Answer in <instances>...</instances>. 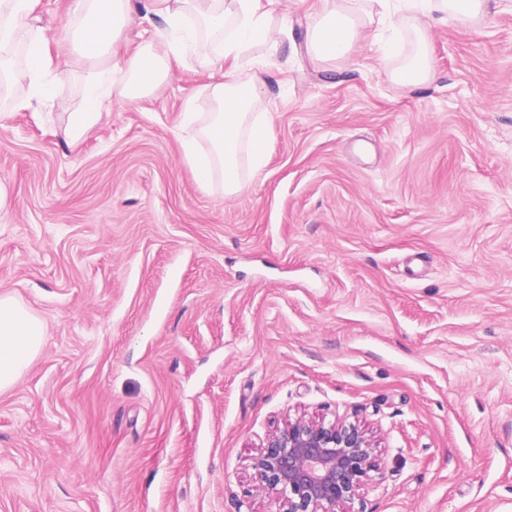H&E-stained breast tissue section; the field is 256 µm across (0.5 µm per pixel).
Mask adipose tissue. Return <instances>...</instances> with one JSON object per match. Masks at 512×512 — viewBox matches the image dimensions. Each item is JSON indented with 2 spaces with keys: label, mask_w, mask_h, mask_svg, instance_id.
<instances>
[{
  "label": "adipose tissue",
  "mask_w": 512,
  "mask_h": 512,
  "mask_svg": "<svg viewBox=\"0 0 512 512\" xmlns=\"http://www.w3.org/2000/svg\"><path fill=\"white\" fill-rule=\"evenodd\" d=\"M36 0H0V73L14 69L16 54H23L24 73L30 92L19 97L12 85L0 81V119L10 111L31 108L38 97L62 94L73 72H82L86 93L78 112L72 113L66 130L70 141L85 136L103 117L113 89L123 99L150 94L167 81L172 60L197 58L201 64L229 63L226 82L212 89L213 110L205 125H197L192 110H185L186 156L199 181H220L225 195L242 194L250 178L262 170L267 154L266 113L255 111L258 93L265 86L268 63L249 56L257 43L277 50L283 28L273 26L262 0H175L162 4L159 13L166 27L153 43L144 46L126 69L109 65L118 54L133 21L132 0H76L74 17L81 47L65 69L53 66L50 44L55 39L53 21L33 18ZM486 0H322V8L310 26L308 51L313 62L341 60L364 43L373 32L392 23L398 14L410 16L413 39L410 50L389 42L388 56L396 64L390 76L396 83L415 89L434 75L429 51L430 25L448 16L477 22ZM247 67V78L237 76ZM210 146L206 155L195 150L196 140ZM48 335L42 319L7 296L0 297V391L14 385L42 349Z\"/></svg>",
  "instance_id": "obj_1"
}]
</instances>
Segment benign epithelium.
I'll return each mask as SVG.
<instances>
[{"mask_svg": "<svg viewBox=\"0 0 512 512\" xmlns=\"http://www.w3.org/2000/svg\"><path fill=\"white\" fill-rule=\"evenodd\" d=\"M379 468L376 444L359 424L303 418L269 435L252 459L259 488L281 497L278 512H344Z\"/></svg>", "mask_w": 512, "mask_h": 512, "instance_id": "benign-epithelium-1", "label": "benign epithelium"}]
</instances>
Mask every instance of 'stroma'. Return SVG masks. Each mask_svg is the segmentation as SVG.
Segmentation results:
<instances>
[{"label":"stroma","instance_id":"obj_1","mask_svg":"<svg viewBox=\"0 0 512 512\" xmlns=\"http://www.w3.org/2000/svg\"><path fill=\"white\" fill-rule=\"evenodd\" d=\"M73 4L37 0L58 69ZM320 8L274 0L282 45L250 50L268 157L239 196L179 136L224 62L75 144L79 74L0 124V296L49 326L0 392V512H276L251 459L299 417L379 447L348 512H512V0L434 26L414 90L370 43L312 63Z\"/></svg>","mask_w":512,"mask_h":512}]
</instances>
